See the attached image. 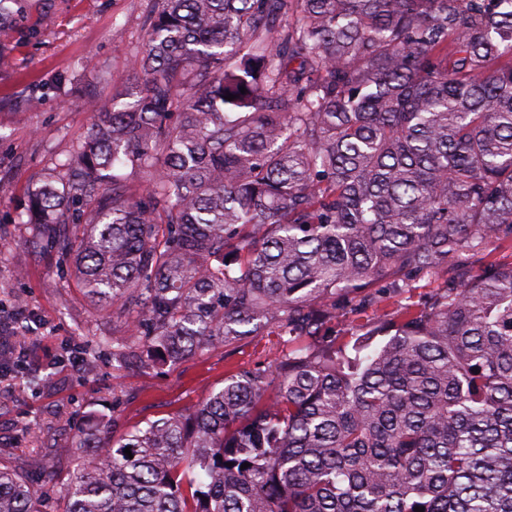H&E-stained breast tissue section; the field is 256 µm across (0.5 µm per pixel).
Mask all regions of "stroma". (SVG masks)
I'll list each match as a JSON object with an SVG mask.
<instances>
[{
    "instance_id": "obj_1",
    "label": "stroma",
    "mask_w": 512,
    "mask_h": 512,
    "mask_svg": "<svg viewBox=\"0 0 512 512\" xmlns=\"http://www.w3.org/2000/svg\"><path fill=\"white\" fill-rule=\"evenodd\" d=\"M151 9L152 0H20L0 64V332L29 368L0 378V466L38 484L54 474L42 512H56L59 485L76 473L75 440L90 415L116 418L121 434L193 407L230 370L271 363L283 346L272 334L156 368L117 363L94 346L124 317L94 306L59 244L32 247L33 227L18 221L28 189L86 138L88 101L111 98L130 77ZM69 344L93 358L61 360Z\"/></svg>"
}]
</instances>
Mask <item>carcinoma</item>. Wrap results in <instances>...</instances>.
Here are the masks:
<instances>
[{"label":"carcinoma","mask_w":512,"mask_h":512,"mask_svg":"<svg viewBox=\"0 0 512 512\" xmlns=\"http://www.w3.org/2000/svg\"><path fill=\"white\" fill-rule=\"evenodd\" d=\"M153 3L20 216L84 225L81 287L135 305L98 340L119 363L285 340L185 413L82 432L62 512H512V262L484 254L512 244V0ZM39 505L0 469V512Z\"/></svg>","instance_id":"carcinoma-1"}]
</instances>
